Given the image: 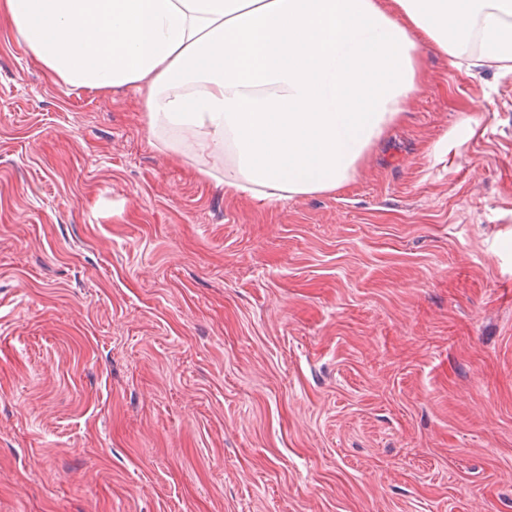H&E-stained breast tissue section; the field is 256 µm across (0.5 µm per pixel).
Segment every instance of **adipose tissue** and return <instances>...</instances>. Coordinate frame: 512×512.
Masks as SVG:
<instances>
[{"instance_id":"ef3b65f1","label":"adipose tissue","mask_w":512,"mask_h":512,"mask_svg":"<svg viewBox=\"0 0 512 512\" xmlns=\"http://www.w3.org/2000/svg\"><path fill=\"white\" fill-rule=\"evenodd\" d=\"M0 16L56 83L135 89L153 133L224 155L226 186L261 202L355 176L419 88L417 34L454 66L512 71V0H0Z\"/></svg>"}]
</instances>
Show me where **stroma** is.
Listing matches in <instances>:
<instances>
[{"mask_svg":"<svg viewBox=\"0 0 512 512\" xmlns=\"http://www.w3.org/2000/svg\"><path fill=\"white\" fill-rule=\"evenodd\" d=\"M420 56L262 205L0 24V512H512V72Z\"/></svg>","mask_w":512,"mask_h":512,"instance_id":"35a3bbf8","label":"stroma"}]
</instances>
